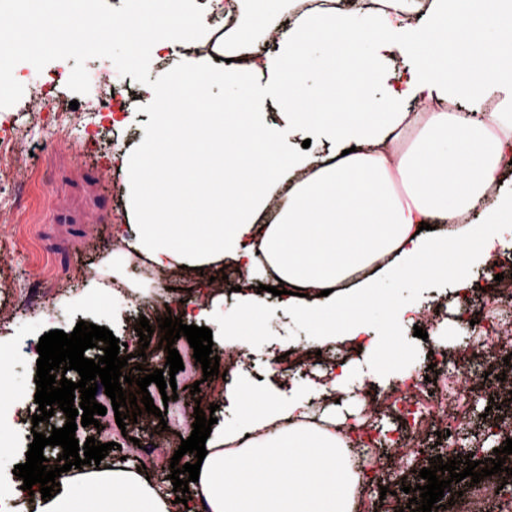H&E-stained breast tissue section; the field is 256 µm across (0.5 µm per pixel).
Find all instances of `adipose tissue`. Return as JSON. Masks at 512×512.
Returning a JSON list of instances; mask_svg holds the SVG:
<instances>
[{
    "label": "adipose tissue",
    "mask_w": 512,
    "mask_h": 512,
    "mask_svg": "<svg viewBox=\"0 0 512 512\" xmlns=\"http://www.w3.org/2000/svg\"><path fill=\"white\" fill-rule=\"evenodd\" d=\"M246 23L224 34V61L188 58L157 89L159 136L126 156L136 221L127 247L160 269L204 267L232 257L242 276L266 265L284 285L325 292V309L300 302L321 338L360 336L364 310L384 305L380 281L396 276L465 285L466 262H491L512 195L487 200L512 152V0H430L411 19L403 0L383 10L330 7L292 17L277 30L279 0H233ZM274 37L260 55L254 35ZM370 43L366 68L394 82L384 98L344 76L355 48ZM411 66L395 78L389 63ZM236 89L209 102L211 85ZM498 109L476 122L488 95ZM327 98L344 112H322ZM439 104L412 113L413 100ZM466 103L448 112L444 103ZM288 123L264 120L269 102ZM335 143L329 158L285 155L291 130ZM288 193L275 216L274 186ZM483 205L481 223L466 217ZM439 223L423 232L421 223ZM335 416L312 420L299 392L258 397L237 428L205 443L191 497L205 512H353L363 471ZM39 512H178L168 493L122 464L60 482Z\"/></svg>",
    "instance_id": "ef3b65f1"
}]
</instances>
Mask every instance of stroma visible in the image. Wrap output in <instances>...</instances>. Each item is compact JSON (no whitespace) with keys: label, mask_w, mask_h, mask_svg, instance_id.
Wrapping results in <instances>:
<instances>
[{"label":"stroma","mask_w":512,"mask_h":512,"mask_svg":"<svg viewBox=\"0 0 512 512\" xmlns=\"http://www.w3.org/2000/svg\"><path fill=\"white\" fill-rule=\"evenodd\" d=\"M51 67L59 73L58 97L79 103L72 113L73 129H61L54 112L38 102L26 112H0V125L19 145L0 159V352L9 361L7 373L0 378V408L36 411V346L44 333H70L85 321L106 327L128 344L136 336L142 304L175 312L183 300L200 302L204 315L195 324L211 329L215 355L242 350L248 356L245 365L226 377L194 374L201 390L214 395L218 426H231L239 419L238 410L221 406L224 386L237 385L247 394L279 395L289 384L308 385L321 372V365L308 362L278 373L267 365L270 354H283L299 343L314 350L318 344L314 327L295 317L281 297L265 291L269 282L265 270L254 269L250 287L237 292L222 279L213 280L192 269L148 273L144 255L117 246V225L132 220L120 159L144 139L149 116L141 107L153 99L147 86L134 84L135 106L116 108L110 115L98 111L97 105L100 78L120 77L111 60L87 61L90 90L81 96L67 87L70 61L55 60ZM115 116L122 118V125L112 124ZM70 213L78 215V223H57V216ZM379 288L391 305L369 308L366 325L370 337L394 353L399 375L424 370L434 351L451 359L460 355L470 330L452 283L391 279ZM394 305L416 311L437 309L439 317L427 338L415 337L413 321L393 323L390 308ZM248 306L256 311L257 321L239 340L237 326ZM340 353L351 359L352 371L350 391L336 405L337 418L348 425L371 423L386 437L399 432L401 423L395 416L364 406L368 393L385 391L378 383L375 358L350 343ZM489 404L483 390H474L466 400L456 444L428 430L418 443L419 453L404 456L398 471H391L386 448H372L369 455L379 466L359 489L354 512H389L393 501L408 503L407 493L384 496L380 490L398 482L415 485L422 458L442 453L451 457L459 447L473 449L478 460L492 457L500 438L487 433L493 423L484 414Z\"/></svg>","instance_id":"stroma-1"}]
</instances>
